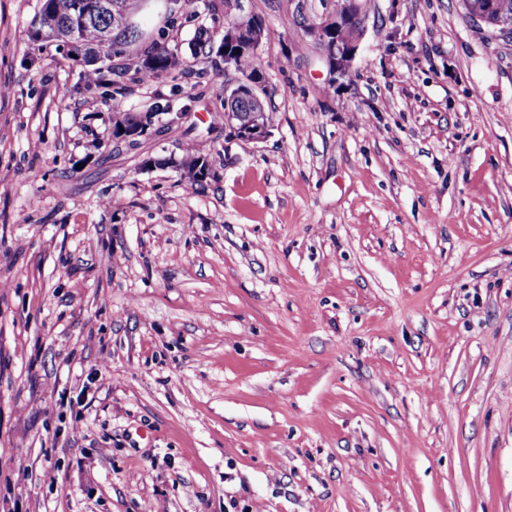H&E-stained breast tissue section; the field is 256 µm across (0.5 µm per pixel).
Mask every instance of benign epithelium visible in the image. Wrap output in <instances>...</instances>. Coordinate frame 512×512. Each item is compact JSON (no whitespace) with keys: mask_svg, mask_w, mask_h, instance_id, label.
Segmentation results:
<instances>
[{"mask_svg":"<svg viewBox=\"0 0 512 512\" xmlns=\"http://www.w3.org/2000/svg\"><path fill=\"white\" fill-rule=\"evenodd\" d=\"M303 9L318 15L323 22L322 29L308 31L306 35L321 45L332 80L348 77L365 31L367 14L363 0H309L303 4ZM227 92L251 102L254 115L241 124L235 123L231 116H225L224 136L248 142L264 139L269 132V114L265 112V92L260 75L241 78Z\"/></svg>","mask_w":512,"mask_h":512,"instance_id":"7a95c632","label":"benign epithelium"}]
</instances>
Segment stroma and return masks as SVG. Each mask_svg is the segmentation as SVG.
Segmentation results:
<instances>
[{
    "label": "stroma",
    "instance_id": "1",
    "mask_svg": "<svg viewBox=\"0 0 512 512\" xmlns=\"http://www.w3.org/2000/svg\"><path fill=\"white\" fill-rule=\"evenodd\" d=\"M212 2L148 17L189 68L114 104L0 0V512H512V36L372 0L336 83L298 0H246L243 142ZM192 146L198 194L161 163ZM229 43L231 46L235 45L236 36L233 30H229L225 39L223 35L221 42L217 48V53L224 57V68L225 70H238V63L242 69L252 75L258 71L259 63L255 57L250 54L242 55L238 58L235 52L230 53L229 48H224V42ZM222 49L224 55L219 52ZM239 71V70H238ZM247 74V75H248ZM245 75L243 78L237 81L232 88H227V95L225 99L234 91V96L242 98L252 103V109L249 112H255V114L247 121L241 124H236L233 118L228 112L227 116L224 113L219 114V119L224 121V137H231L236 140L257 142L265 138L269 132V114L265 112V92L262 87V81L259 73L253 75L250 79ZM241 101L232 98L231 101L228 97L226 110L235 111L240 110ZM182 109H183V107L176 110L175 112H170L169 104L163 106L162 108L157 106L156 112L144 113V115L142 116V124H143L142 127H139L141 125V117H138L137 115L128 113V114H126V117H125L124 121L121 123V125L118 124L115 127L114 136L115 137L119 136L120 126L125 127L126 129H135V128L139 127V129L135 132H133V131H129L128 133L122 132L121 138H125V139L134 138L139 134L140 130L141 131L143 130V128H144V132H146L148 130V128L153 124L154 118L159 115L167 116V124L178 123L180 120L183 119V117L185 116V113H186V112H182ZM178 111H180V112H178Z\"/></svg>",
    "mask_w": 512,
    "mask_h": 512
}]
</instances>
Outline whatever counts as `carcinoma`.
<instances>
[{"instance_id": "1", "label": "carcinoma", "mask_w": 512, "mask_h": 512, "mask_svg": "<svg viewBox=\"0 0 512 512\" xmlns=\"http://www.w3.org/2000/svg\"><path fill=\"white\" fill-rule=\"evenodd\" d=\"M91 0H41V5L32 17L27 36L33 43L54 42L66 44V55L74 62L83 61L89 69L83 71L81 82L87 90L124 93L125 88L112 79L116 70L97 64L102 51H112L116 58L126 61L124 70L134 69L138 79L144 82L178 74L188 66L181 49L163 39H155L151 46L139 51L137 43L141 35L126 33L112 27V15L103 12L85 13L84 7ZM180 178L186 186L197 192L208 185L205 172L214 170L210 154L198 151L183 155L177 164Z\"/></svg>"}]
</instances>
